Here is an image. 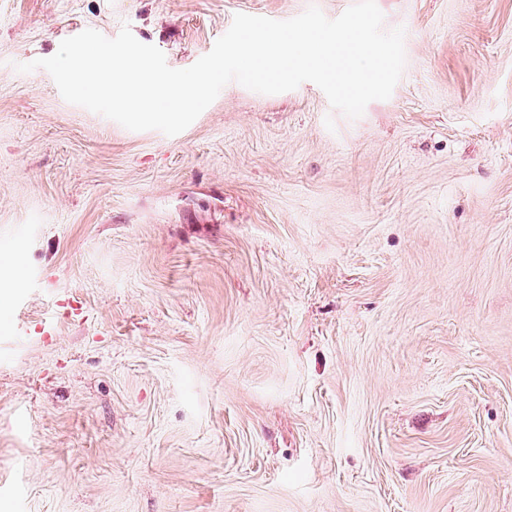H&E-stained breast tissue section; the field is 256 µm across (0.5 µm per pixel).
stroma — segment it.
<instances>
[{"label":"stroma","mask_w":512,"mask_h":512,"mask_svg":"<svg viewBox=\"0 0 512 512\" xmlns=\"http://www.w3.org/2000/svg\"><path fill=\"white\" fill-rule=\"evenodd\" d=\"M354 2L0 0V512H512V0H377L356 119L230 83L134 132L16 69Z\"/></svg>","instance_id":"obj_1"}]
</instances>
